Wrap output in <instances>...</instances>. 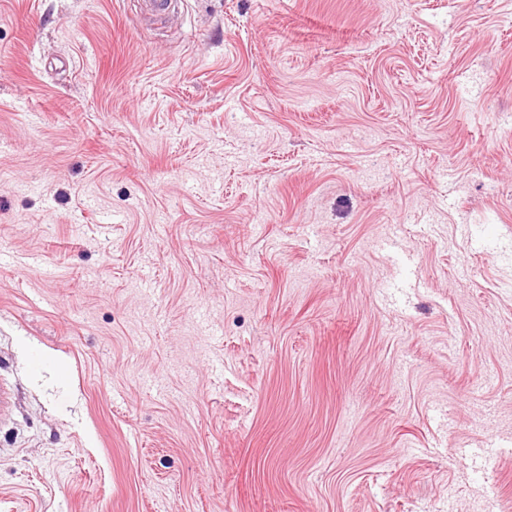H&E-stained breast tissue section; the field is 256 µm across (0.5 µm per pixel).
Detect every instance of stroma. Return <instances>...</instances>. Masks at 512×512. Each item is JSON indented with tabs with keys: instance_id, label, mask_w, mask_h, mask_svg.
<instances>
[{
	"instance_id": "stroma-1",
	"label": "stroma",
	"mask_w": 512,
	"mask_h": 512,
	"mask_svg": "<svg viewBox=\"0 0 512 512\" xmlns=\"http://www.w3.org/2000/svg\"><path fill=\"white\" fill-rule=\"evenodd\" d=\"M173 3L0 0V512H512V0Z\"/></svg>"
}]
</instances>
